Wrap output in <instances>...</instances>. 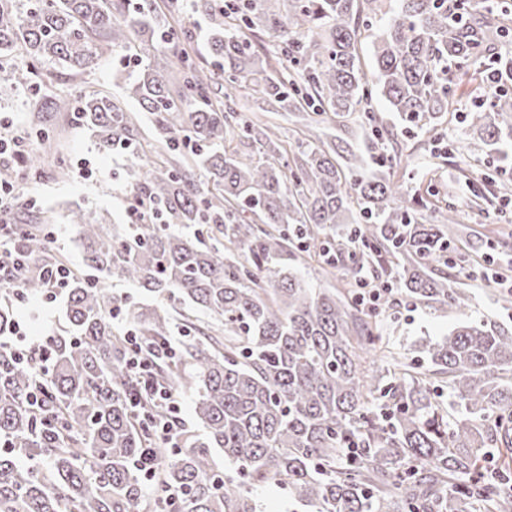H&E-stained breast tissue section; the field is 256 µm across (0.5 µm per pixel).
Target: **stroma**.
Instances as JSON below:
<instances>
[{
    "instance_id": "obj_1",
    "label": "stroma",
    "mask_w": 512,
    "mask_h": 512,
    "mask_svg": "<svg viewBox=\"0 0 512 512\" xmlns=\"http://www.w3.org/2000/svg\"><path fill=\"white\" fill-rule=\"evenodd\" d=\"M125 68L121 53L106 54L93 70L62 76L54 88L66 94L91 90L112 93L116 90L117 71ZM29 97L25 89H0V124L8 126L11 133L29 137L30 146L35 149L39 141L29 124ZM474 102L472 84L460 85L453 112L444 114L435 129L427 133L406 129L381 96L372 98L371 107L397 136L400 150L392 168L394 178H405L409 191L429 203L454 204L466 228L465 241L480 243L481 254L491 271L500 273L512 264V186L495 190L488 202L478 207L472 205L471 197L474 189L495 178L499 168L512 167V146L477 151L469 160L472 176L468 179L460 177L457 166L449 164L445 155L449 143L463 130L462 115ZM44 131L52 142L58 143L60 166H65L68 174L62 178L57 174L58 166H42L20 181L19 196L30 211L53 225L57 251L64 253L71 267L78 269L83 254L67 222L68 210L80 206L108 214L113 223H129L132 157L124 153H99L90 134L72 122L62 127L50 123ZM463 286L473 295L474 316H488L512 325V306H501L498 298L502 290L494 281L468 279ZM380 317L385 323V342L410 358L418 356L422 338L446 335L458 319L453 312H433L405 303L395 311L381 312Z\"/></svg>"
}]
</instances>
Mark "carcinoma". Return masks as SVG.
<instances>
[{"label":"carcinoma","instance_id":"obj_1","mask_svg":"<svg viewBox=\"0 0 512 512\" xmlns=\"http://www.w3.org/2000/svg\"><path fill=\"white\" fill-rule=\"evenodd\" d=\"M211 15L208 50L219 70L190 56L191 36L168 20L169 0H0V86L29 88L33 67L85 72L107 52L125 53L137 70L121 77L122 95L153 117L155 138L137 148V116L114 95L34 99L40 122L64 112L98 149L135 148L136 198L143 224L112 227L77 207L67 220L94 279L70 271L65 321L44 336L47 398L30 405L26 363L0 346V512H150L143 473L134 466L156 445L133 411L137 379L127 345L114 333L122 309L144 346L170 336L179 302L212 317L184 316L188 335L154 376L174 393L190 392L203 435L182 434L162 449L153 508L165 512H257L249 487L274 482L305 512H512V330L471 318L472 296L455 287L473 276L471 260L453 262L461 240L450 203L432 207L393 180L381 155L392 131L368 107L371 90L358 54L369 17L389 16L376 35V86L411 127L431 130L449 111L458 68L489 64L512 73V0L483 9L475 0H203ZM274 50L253 48L255 30ZM184 73L176 85L165 72ZM264 81L271 102L296 117L293 140L278 127L238 112L233 90ZM369 141L353 142L350 118ZM487 147L512 138V94L499 92L465 117ZM258 145L244 160L235 138ZM26 250L21 270L0 287L21 284L40 296L47 272L67 264L48 256L52 231L33 217L11 229ZM303 253L344 288H308L278 269ZM369 268L395 279L403 299L459 322L423 344L425 364L390 355L378 374L370 358L382 340L377 315L360 305L345 273ZM118 277L151 302L112 295ZM14 305L0 307V336L14 326ZM447 384L452 411L439 400ZM234 466L226 474L214 453ZM179 492L170 506L166 490Z\"/></svg>","mask_w":512,"mask_h":512}]
</instances>
